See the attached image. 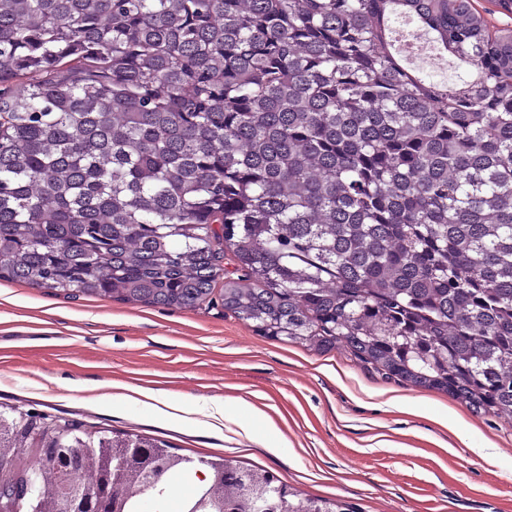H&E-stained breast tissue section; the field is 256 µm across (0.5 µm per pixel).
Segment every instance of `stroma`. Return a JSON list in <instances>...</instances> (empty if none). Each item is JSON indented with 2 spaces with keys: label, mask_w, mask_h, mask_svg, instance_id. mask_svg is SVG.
<instances>
[{
  "label": "stroma",
  "mask_w": 512,
  "mask_h": 512,
  "mask_svg": "<svg viewBox=\"0 0 512 512\" xmlns=\"http://www.w3.org/2000/svg\"><path fill=\"white\" fill-rule=\"evenodd\" d=\"M124 385L193 411L171 426L118 400ZM386 390L417 413L385 405ZM227 397L249 401L269 424L230 407L222 430L202 428V413ZM0 405L159 438L196 460L223 456L357 512H512V422L385 378L344 348L261 336L218 297L181 310L0 279ZM440 415L453 427H439ZM280 437L284 447L270 452Z\"/></svg>",
  "instance_id": "obj_1"
}]
</instances>
